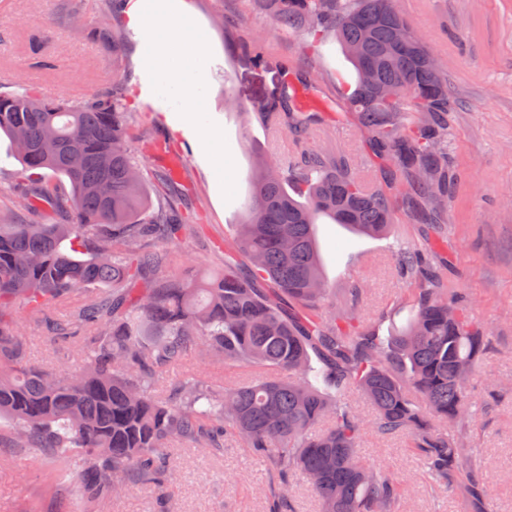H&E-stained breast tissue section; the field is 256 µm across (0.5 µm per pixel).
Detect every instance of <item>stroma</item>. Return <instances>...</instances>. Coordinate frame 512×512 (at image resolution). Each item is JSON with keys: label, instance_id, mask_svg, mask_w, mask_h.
I'll list each match as a JSON object with an SVG mask.
<instances>
[{"label": "stroma", "instance_id": "1", "mask_svg": "<svg viewBox=\"0 0 512 512\" xmlns=\"http://www.w3.org/2000/svg\"><path fill=\"white\" fill-rule=\"evenodd\" d=\"M195 25L208 41L205 57L186 56L201 71V94L207 105L198 117L171 109L152 96L140 68L144 44L150 43L147 22L128 15L113 21L118 48L91 39L86 30L98 0H0V93L31 88L45 97L80 98L109 93L127 101L136 128L131 152L149 181L160 183L154 204L166 197L181 199L197 217L194 237L176 248L171 275L218 270L224 247L232 242L248 199L255 153L284 157L293 143L290 133L271 137L266 125L244 107L258 97L274 98L284 79H292L302 95L296 112L310 111L307 94L323 93L330 108L343 116L351 134L315 126L310 150L345 155L366 188L380 189L395 201L397 221L386 236L370 238L323 221L315 229L323 258V276L331 290L321 309L331 318L353 287L364 290L355 310L357 321L404 324L406 283L398 272V247L420 243L419 224L401 202L400 185L390 180L386 164L372 159L370 137L350 114L339 94L338 76L354 79L351 63L334 37L318 51L306 49L303 34L279 28L274 18L255 9L251 0H183ZM411 27L441 60L448 79L452 110L448 115V158L457 180L444 214L448 226V289L465 293L471 312L490 331L481 357L484 376L473 380L469 395L477 418L466 426L463 443L480 465L489 487L485 512H512V0H397ZM82 21H72V13ZM223 16L216 26L215 16ZM258 41L286 73L257 64L244 43ZM239 106L227 108L226 94ZM219 131V148L202 142L195 128ZM189 143L195 167L181 180L171 176L170 155ZM6 138L0 137V215H13V195L27 182ZM24 337V355L36 367L49 369L83 363L79 344L54 336L29 310L12 318ZM192 375L209 384L242 378L239 369L191 354L183 366L163 373L158 397H169L177 379ZM366 460L397 477L402 495L393 512H473L456 487H436L408 446L406 436H363ZM178 474L157 506V491L131 486L125 494L101 502L96 512H265L268 467L252 449L225 442L213 453L182 443L168 450ZM73 492L45 457L19 448L0 450V512H52L72 507Z\"/></svg>", "mask_w": 512, "mask_h": 512}]
</instances>
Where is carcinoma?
<instances>
[{
    "label": "carcinoma",
    "instance_id": "carcinoma-1",
    "mask_svg": "<svg viewBox=\"0 0 512 512\" xmlns=\"http://www.w3.org/2000/svg\"><path fill=\"white\" fill-rule=\"evenodd\" d=\"M311 43L335 31L355 70L342 94L373 131V153L389 163L403 199L425 228L428 249L400 253L410 276L409 317L383 333L357 325L347 311L324 320L329 293L314 225L325 217L368 237L394 223L391 197L370 191L342 156L298 148L283 165L253 157L251 197L235 225L239 263L224 271L172 278L168 246L192 237V218L175 204L153 209L126 107L110 94L49 99L0 94V133L29 170L51 177L16 195L21 211L44 203L61 224L0 222V419L13 425L11 445L49 453L63 464L84 512L129 484L174 482V442L219 450L232 436L269 464L277 488L273 512H292L289 477L302 474L321 512H391L401 485L360 458L370 427L384 437L407 434L413 452L440 486L464 484L475 505L487 487L463 448L474 417L468 386L482 372L486 325L466 298L448 293L441 201L448 196V82L428 65L396 0H253ZM112 42V13L88 30ZM372 68L375 85L363 82ZM262 123L276 117L301 144L315 115L293 112L280 90L253 104ZM66 182L69 191L60 184ZM83 292L86 301L58 317V305ZM25 306L60 334L82 342L77 371L32 367L23 341L3 322ZM198 349L224 365L257 375L234 385L177 382L155 394L159 374ZM357 391L372 406L370 423L348 400ZM326 421L319 434L313 429Z\"/></svg>",
    "mask_w": 512,
    "mask_h": 512
}]
</instances>
